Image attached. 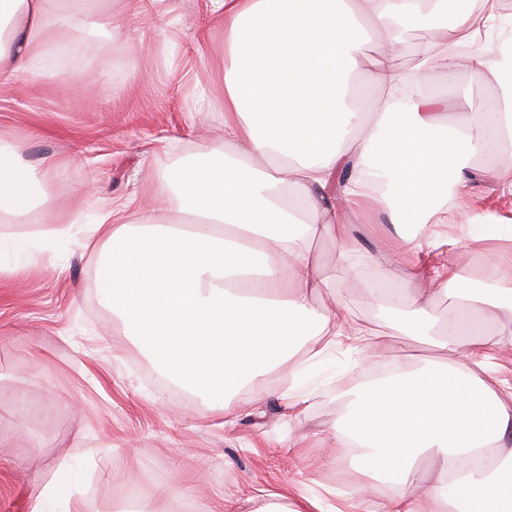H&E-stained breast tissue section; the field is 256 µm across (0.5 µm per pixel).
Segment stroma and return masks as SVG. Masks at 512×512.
<instances>
[{"label": "stroma", "instance_id": "stroma-1", "mask_svg": "<svg viewBox=\"0 0 512 512\" xmlns=\"http://www.w3.org/2000/svg\"><path fill=\"white\" fill-rule=\"evenodd\" d=\"M96 6L134 36L85 35L77 79H16L0 92V136L20 143L35 179L52 184L31 222L0 223V512H34L41 480L68 447L81 512H132L136 500L159 497L166 512L181 503L224 512L225 500L258 485L345 496L362 461L340 452L323 466L320 433L346 410L333 383L372 352L331 359L303 419H288L276 399L251 402L247 388L223 411L161 382L97 288V256L82 243L101 206L173 221L160 201L166 173L224 142L223 113L197 106L201 92L224 97V24L208 0H165L160 11L146 0ZM501 88L467 72L427 85L453 101L456 126L470 119L467 97L497 98ZM48 216L72 225L68 249L33 243Z\"/></svg>", "mask_w": 512, "mask_h": 512}]
</instances>
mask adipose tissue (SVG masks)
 <instances>
[{"label":"adipose tissue","mask_w":512,"mask_h":512,"mask_svg":"<svg viewBox=\"0 0 512 512\" xmlns=\"http://www.w3.org/2000/svg\"><path fill=\"white\" fill-rule=\"evenodd\" d=\"M501 0H209L224 22V145L171 170L165 192L178 224L142 213L117 222L103 213L86 245L99 251L97 284L125 335L181 386L225 406L251 387L254 400L285 401L337 347L364 351L365 331L337 304L331 262L317 247L338 244L339 260L364 282L379 316L396 331L447 352L402 364L389 376L349 387L348 411L324 429L337 447L369 462L343 506L326 498L256 489L250 512H512L511 382L489 375L512 337V286L461 274L449 246L490 261L500 242L512 264V218L478 211L449 239L443 193L471 196L459 154L501 156L492 180L512 181V94L465 101L470 120L448 126L447 97L423 94L432 74L464 68L484 81L499 70L477 52L502 21ZM420 26L423 42L405 66L387 47L367 53L370 31ZM89 0H0V76L49 74L70 42L118 32ZM366 75L379 94L364 106ZM0 139V215L23 221L47 194ZM384 212L398 239L361 252L349 217ZM375 270L368 282L366 270ZM403 289H396V282ZM449 292L463 306L434 329L429 306ZM497 329L487 324L495 318ZM428 455V483L407 470ZM71 454L42 482L36 512H72ZM390 474L383 491L373 476Z\"/></svg>","instance_id":"adipose-tissue-1"}]
</instances>
